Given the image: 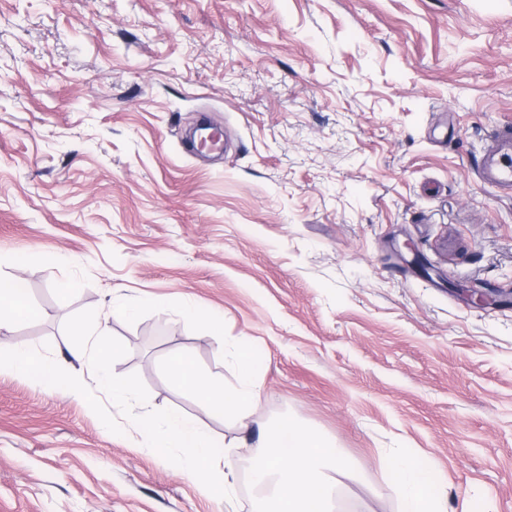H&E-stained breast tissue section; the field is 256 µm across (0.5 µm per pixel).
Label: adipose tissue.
Listing matches in <instances>:
<instances>
[{"label": "adipose tissue", "instance_id": "adipose-tissue-1", "mask_svg": "<svg viewBox=\"0 0 512 512\" xmlns=\"http://www.w3.org/2000/svg\"><path fill=\"white\" fill-rule=\"evenodd\" d=\"M27 262L26 254H16L13 259L15 275L0 277V327L26 321L36 315L28 303L25 280L20 274ZM66 347L74 358L85 363L89 372L97 375L100 388L111 396L113 403L128 402L131 397L128 385L105 374L106 359L112 355L120 356L122 350L103 337L97 317L89 316L73 324ZM231 355L239 377L238 385L232 388L199 370L187 354L172 357L170 368L175 380L199 391L211 413L244 420L254 411L258 379L247 344L235 347ZM0 364L33 384L72 396L82 393L79 380L63 378L58 360L37 356L26 347L17 348L9 359ZM140 428L150 448L160 452L172 448L186 449L196 462L193 473L203 490L219 498L231 495L234 458L232 454H225L223 472L210 469L217 444L196 419L172 411L161 421H142ZM259 440L266 453L253 470L254 482L269 489L277 503V512H329V472L348 465L342 451L287 417L262 430ZM383 465L389 474L391 488L401 501V512H448L447 493L430 459L418 457L412 449L402 448L386 456Z\"/></svg>", "mask_w": 512, "mask_h": 512}]
</instances>
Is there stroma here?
<instances>
[{
    "instance_id": "obj_1",
    "label": "stroma",
    "mask_w": 512,
    "mask_h": 512,
    "mask_svg": "<svg viewBox=\"0 0 512 512\" xmlns=\"http://www.w3.org/2000/svg\"><path fill=\"white\" fill-rule=\"evenodd\" d=\"M200 123L220 159L188 150ZM505 126L512 0H0V275L26 253L38 311L0 357L83 384L0 370V512H259L257 427L286 415L352 464L334 512H400L381 458L401 448L435 462L448 512H512V193L478 176ZM90 313L128 404L65 349ZM239 342L244 425L169 368L187 353L235 385ZM172 409L246 438L230 500L147 447L138 421ZM182 314L188 320L197 321L208 326L212 335H221L223 331V321L214 314L201 311L192 304H186L183 307ZM3 367L33 384L48 386L72 396L82 394L79 380L63 378L58 360L37 356L26 347L17 348L7 360L1 359L0 369Z\"/></svg>"
}]
</instances>
